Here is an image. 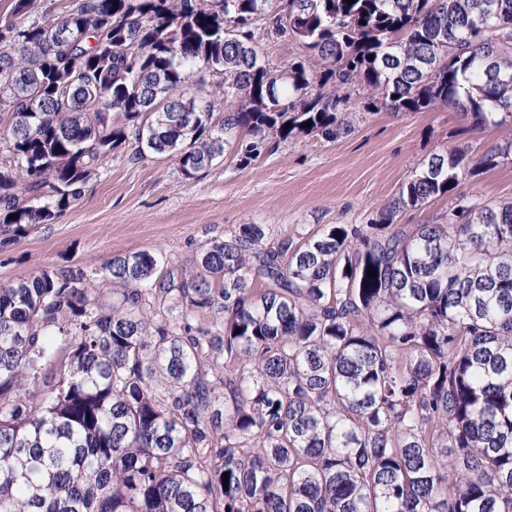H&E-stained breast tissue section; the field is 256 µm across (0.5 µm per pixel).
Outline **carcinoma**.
Returning <instances> with one entry per match:
<instances>
[{"mask_svg":"<svg viewBox=\"0 0 512 512\" xmlns=\"http://www.w3.org/2000/svg\"><path fill=\"white\" fill-rule=\"evenodd\" d=\"M13 2L9 239L129 139L191 179L228 147L336 140L354 95L512 127V0ZM279 40L301 51L273 66ZM506 159L448 146L375 222L242 224L190 276L142 250L1 285L0 512H512V201L396 223ZM451 200L448 195H444L422 207L407 209L399 215L397 222L406 224L409 228L416 224H445L448 221V206Z\"/></svg>","mask_w":512,"mask_h":512,"instance_id":"carcinoma-1","label":"carcinoma"}]
</instances>
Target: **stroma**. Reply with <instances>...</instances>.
I'll use <instances>...</instances> for the list:
<instances>
[{"label": "stroma", "instance_id": "stroma-1", "mask_svg": "<svg viewBox=\"0 0 512 512\" xmlns=\"http://www.w3.org/2000/svg\"><path fill=\"white\" fill-rule=\"evenodd\" d=\"M334 141L297 135L259 160L233 152L198 178H184L168 157L106 159L82 197L51 224L0 244V283L52 268L99 269L113 256L157 250L191 270L211 240L241 224L265 225L270 237L301 239L324 224H369L407 176L448 145L480 154L505 129L470 128L459 112H366ZM459 190L487 202L512 198V164L482 171Z\"/></svg>", "mask_w": 512, "mask_h": 512}]
</instances>
